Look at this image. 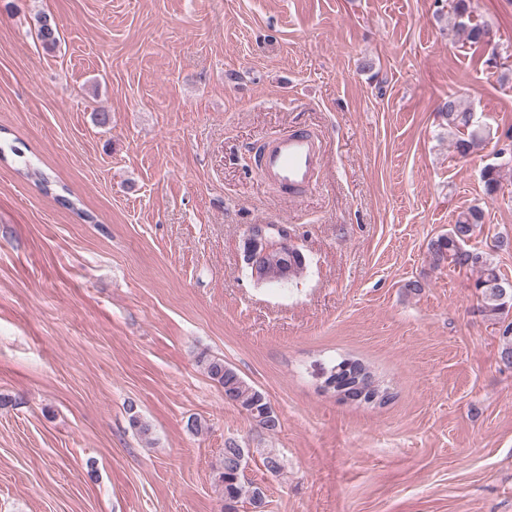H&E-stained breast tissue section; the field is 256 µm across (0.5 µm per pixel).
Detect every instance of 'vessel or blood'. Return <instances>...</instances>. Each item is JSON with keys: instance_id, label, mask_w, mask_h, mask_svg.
I'll return each instance as SVG.
<instances>
[{"instance_id": "1", "label": "vessel or blood", "mask_w": 512, "mask_h": 512, "mask_svg": "<svg viewBox=\"0 0 512 512\" xmlns=\"http://www.w3.org/2000/svg\"><path fill=\"white\" fill-rule=\"evenodd\" d=\"M323 162L317 137L299 128L264 143L259 171L265 183L278 186L294 200L312 186Z\"/></svg>"}]
</instances>
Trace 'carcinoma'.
I'll list each match as a JSON object with an SVG mask.
<instances>
[{"label": "carcinoma", "mask_w": 512, "mask_h": 512, "mask_svg": "<svg viewBox=\"0 0 512 512\" xmlns=\"http://www.w3.org/2000/svg\"><path fill=\"white\" fill-rule=\"evenodd\" d=\"M451 13L454 18V27L466 33L467 40L481 46L487 45L489 38L495 31L486 24L471 23L470 0H452ZM37 39L43 48L54 49L59 42V30L56 22L48 14L37 16ZM439 112L448 120V127L457 131L455 150L465 156L473 149L475 141L484 139L483 131L471 126V112L463 107L460 98L450 95L439 106ZM483 214L480 208L472 207L459 213L448 233L430 240L428 252L434 267L439 268L447 262L453 263L460 269L476 271L479 277L475 288L480 295L482 311L491 319L512 307V281L503 278L492 265L486 252L467 244L472 239L476 228L482 224ZM264 271L263 281L281 282L296 277L305 266L304 255H293L290 261L285 260L277 253H272L262 259ZM197 364L204 373L224 392L231 395L232 405L245 412L256 426L273 431L277 428L276 416L268 412L271 407L266 395L248 383L238 371L221 357L201 352L197 356ZM363 362L358 359L345 358L326 368L328 380L338 384V387L352 391V387H359L365 394L375 392L371 381L364 377H356ZM129 426L141 439H148L152 434L151 425L137 412L129 416ZM237 445L229 442L224 446V458L220 462L218 482L224 492L223 512H236L243 495L249 496V503L254 507L264 504V494L258 487L245 488L243 479L235 473L230 466V457L236 453Z\"/></svg>", "instance_id": "cac0c4a2"}]
</instances>
